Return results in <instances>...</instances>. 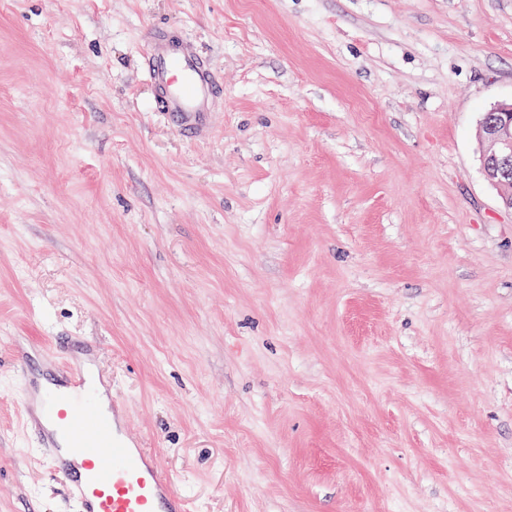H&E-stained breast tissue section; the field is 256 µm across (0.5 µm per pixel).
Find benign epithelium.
Listing matches in <instances>:
<instances>
[{"label":"benign epithelium","mask_w":512,"mask_h":512,"mask_svg":"<svg viewBox=\"0 0 512 512\" xmlns=\"http://www.w3.org/2000/svg\"><path fill=\"white\" fill-rule=\"evenodd\" d=\"M483 144L481 168L486 180L502 187L512 185V102L497 104L479 124Z\"/></svg>","instance_id":"obj_1"}]
</instances>
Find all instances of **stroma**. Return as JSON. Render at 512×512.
<instances>
[{"instance_id": "obj_1", "label": "stroma", "mask_w": 512, "mask_h": 512, "mask_svg": "<svg viewBox=\"0 0 512 512\" xmlns=\"http://www.w3.org/2000/svg\"><path fill=\"white\" fill-rule=\"evenodd\" d=\"M224 109H153L149 27ZM512 0H0V512H78L19 359L191 512H512ZM486 112L479 124L482 172L492 185H512V101Z\"/></svg>"}]
</instances>
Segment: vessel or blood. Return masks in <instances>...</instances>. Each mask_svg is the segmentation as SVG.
I'll return each instance as SVG.
<instances>
[{
    "instance_id": "1",
    "label": "vessel or blood",
    "mask_w": 512,
    "mask_h": 512,
    "mask_svg": "<svg viewBox=\"0 0 512 512\" xmlns=\"http://www.w3.org/2000/svg\"><path fill=\"white\" fill-rule=\"evenodd\" d=\"M143 67L157 92V111L189 136L205 133L218 79L199 48L172 25L152 26ZM25 379L21 414L33 419L38 447L47 449L53 476L80 512H188L157 458L120 431L116 414L102 409L92 371L72 372L66 384L50 375Z\"/></svg>"
}]
</instances>
